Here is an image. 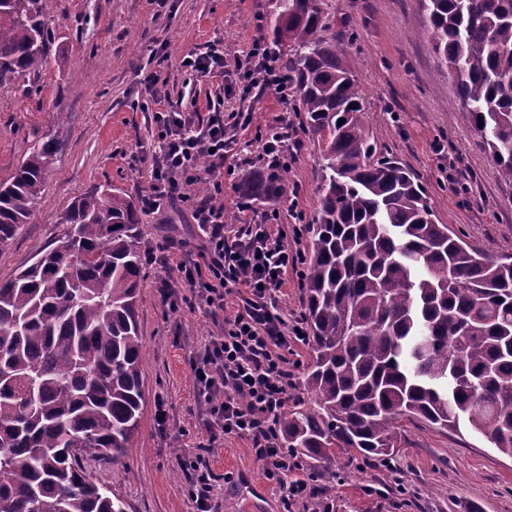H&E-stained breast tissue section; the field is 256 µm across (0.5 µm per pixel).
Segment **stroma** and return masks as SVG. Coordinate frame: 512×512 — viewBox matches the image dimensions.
<instances>
[{"label":"stroma","instance_id":"1","mask_svg":"<svg viewBox=\"0 0 512 512\" xmlns=\"http://www.w3.org/2000/svg\"><path fill=\"white\" fill-rule=\"evenodd\" d=\"M280 0H54L53 52L23 86L0 87V182L21 164L35 138L59 150L45 175L35 213L15 240L0 249V281L13 277L62 240L64 217L95 188H117L144 198L143 156L154 149L148 121L152 100L143 78L161 69L167 104L216 112L232 124L250 112L247 128H235L239 148L234 174L224 178V212L236 215L227 236L259 221L265 203L245 204L238 187L266 166L262 141L271 128L289 124L300 145L288 162V196L278 200L270 234L290 235V200L312 216L319 197V148L300 113L269 91L243 90L236 77H195L182 56L211 46L245 55L264 36L263 21ZM339 45L361 61L357 80L369 113V135L378 153L409 168L424 187L439 223L464 230L469 242L496 257L512 253V182L504 180L472 119L456 102V86L434 52L421 0H325ZM144 263L137 311L145 345L141 372L145 405L138 447L122 464L92 459L85 467L112 490L128 512H196L188 494L187 459L203 457L211 470L214 512H248L260 497L266 512H512V459L468 429L440 431L401 420V452L389 462L341 452L331 467L311 472L300 463L311 495L284 504L266 480L245 436L211 439L193 385L191 363L220 326L189 302L176 270V243L196 249L198 226L186 205L144 216ZM178 302L164 299L161 285Z\"/></svg>","mask_w":512,"mask_h":512}]
</instances>
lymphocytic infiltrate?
Masks as SVG:
<instances>
[{
  "label": "lymphocytic infiltrate",
  "mask_w": 512,
  "mask_h": 512,
  "mask_svg": "<svg viewBox=\"0 0 512 512\" xmlns=\"http://www.w3.org/2000/svg\"><path fill=\"white\" fill-rule=\"evenodd\" d=\"M181 65L196 76L220 77L230 70L247 88L269 90L283 103L289 99L287 76L260 38L234 67H227L219 48L186 55ZM146 86L156 106L150 122L158 148L148 166L145 210L156 214L176 201L191 205L202 243L197 250L182 251L177 270L199 307L223 316L225 295L243 296L242 308L223 317L221 335L211 339L192 366L197 395L214 430L251 437L265 478L283 489L286 498H306L308 482L294 477L296 465L279 447L277 428L291 385L288 354L292 345L307 341L302 321L279 312L278 295L289 273L298 272L303 254L271 236L261 223L225 236L224 208L216 202L224 192L222 181H213L212 194L192 192L207 171L223 170L228 159L231 139L223 116L204 125L197 112L162 107L159 74H150Z\"/></svg>",
  "instance_id": "f902f5d3"
}]
</instances>
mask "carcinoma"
<instances>
[{
	"label": "carcinoma",
	"mask_w": 512,
	"mask_h": 512,
	"mask_svg": "<svg viewBox=\"0 0 512 512\" xmlns=\"http://www.w3.org/2000/svg\"><path fill=\"white\" fill-rule=\"evenodd\" d=\"M53 0H0V85L53 51ZM434 51L501 175L512 180V0H424ZM287 48L292 111L320 148L321 193L305 260L307 399L277 426L288 453L385 461L403 419L463 424L512 458V256L490 258L437 223L412 171L376 156L358 61L326 35L323 0H280L267 19ZM36 141L0 183V249L33 214L53 156ZM288 193L280 166L251 201ZM69 229L0 282V512H126L86 474L136 447L145 395L137 315L142 209L117 189L81 197Z\"/></svg>",
	"instance_id": "cac0c4a2"
}]
</instances>
